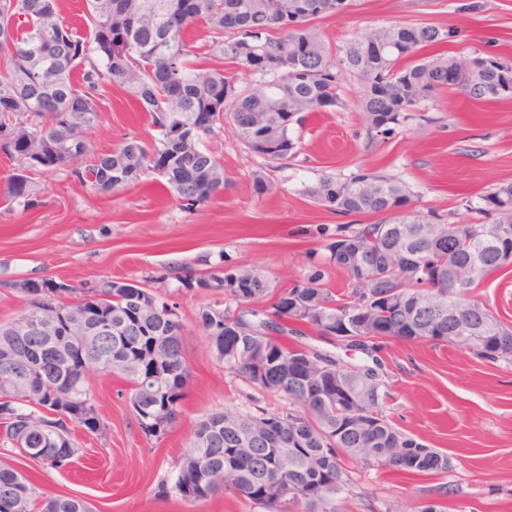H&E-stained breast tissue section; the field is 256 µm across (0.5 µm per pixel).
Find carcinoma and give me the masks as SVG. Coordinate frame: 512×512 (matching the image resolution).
Masks as SVG:
<instances>
[{
	"mask_svg": "<svg viewBox=\"0 0 512 512\" xmlns=\"http://www.w3.org/2000/svg\"><path fill=\"white\" fill-rule=\"evenodd\" d=\"M86 0L90 35L61 20L58 0H0V152L17 167L0 182V197L25 209L41 191L36 177L60 167L108 195L149 173L161 176L192 208L228 188L224 167L202 141L232 125L235 135L270 167L295 158L292 126L308 112L345 106L343 76L361 82L367 141L422 120L421 104L444 90L479 101L512 97V61L491 53L439 47L451 28L395 24L330 51L311 21L343 13L349 0ZM204 23L212 52L194 66L198 47L186 30ZM475 59L477 68L469 67ZM264 83L247 92L231 67ZM80 70V83L73 72ZM128 89L149 113L156 135L137 136L85 163L84 135L99 121L100 87ZM324 210L357 221L336 225L326 262L276 292L261 269L224 257L219 270L176 277L181 287L208 288L216 300L199 324L215 359L241 381L287 402L274 411L235 407L206 415L175 464L172 492L206 500L219 493L246 498L265 512H338L355 486L357 467L443 475L448 453L395 426L381 352L391 340L448 345L492 364H512V322L470 297L490 276L512 268V182L496 185L465 209L488 222L455 221L415 209L402 181L373 172L324 174L305 188ZM385 215L363 223L358 218ZM449 232L448 245L435 235ZM469 264L472 278L458 282ZM348 275L335 294L328 268ZM33 318L52 306L59 321L108 324L112 334L37 336L25 342L0 323V366L19 368L24 392L0 385V445L52 469L78 454L72 429L102 438L88 382L109 372L127 383L142 432L157 440L179 414L190 379L176 303L147 284L119 279L78 288L47 279L19 284ZM279 336L267 335V331ZM343 352L306 343L307 338ZM451 484L429 490L421 512H441ZM92 512L67 495L37 499L29 473L0 456V512Z\"/></svg>",
	"mask_w": 512,
	"mask_h": 512,
	"instance_id": "carcinoma-1",
	"label": "carcinoma"
}]
</instances>
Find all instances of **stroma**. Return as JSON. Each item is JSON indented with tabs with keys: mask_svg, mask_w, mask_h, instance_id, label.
I'll use <instances>...</instances> for the list:
<instances>
[{
	"mask_svg": "<svg viewBox=\"0 0 512 512\" xmlns=\"http://www.w3.org/2000/svg\"><path fill=\"white\" fill-rule=\"evenodd\" d=\"M460 0H351L346 13L313 23L329 46L393 24L428 23L457 30L451 52L476 49L512 58V0H486L483 10L459 11ZM361 85L347 78V107L317 112L293 131L298 155L272 171L274 189L256 195L251 174L263 159L224 127L204 145L223 162L232 184L224 195L187 210L155 175L103 195L63 167L40 176L35 206L0 199V322L26 307L16 282L62 279L152 280L177 304L191 371L179 416L162 440L146 438L130 408L126 386L97 373L91 387L105 437L77 432L80 461L55 470L23 458L39 492L86 499L93 512H262L230 495L206 500L159 496L172 481L174 462L186 451L196 423L227 406L248 410L282 406L280 397L252 389L225 371L199 326L200 311L215 299L206 288L179 289L174 270L205 272L224 256L265 270L274 285L300 279L325 253L321 229L340 218L305 193L320 175L363 171L395 176L416 195L417 210L467 219L464 197L512 181V99L480 102L460 91L426 101L425 123L397 127L366 146ZM100 119L87 135L92 152H109L124 137L151 140L149 117L123 89L106 87ZM385 412L399 428L448 453L445 477L369 469L358 477L340 512H419L427 487L457 485L443 512H512V364H491L431 342L395 340L386 350Z\"/></svg>",
	"mask_w": 512,
	"mask_h": 512,
	"instance_id": "stroma-1",
	"label": "stroma"
}]
</instances>
